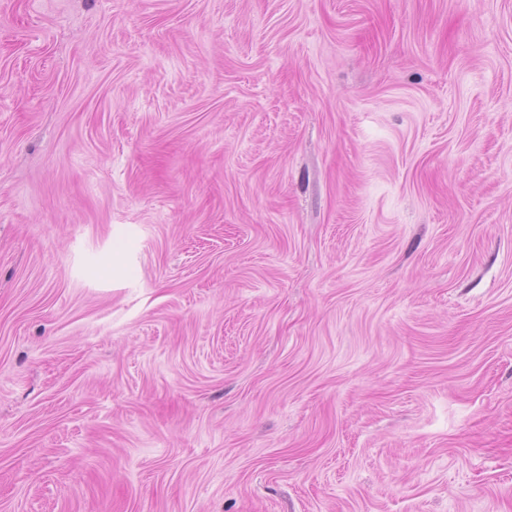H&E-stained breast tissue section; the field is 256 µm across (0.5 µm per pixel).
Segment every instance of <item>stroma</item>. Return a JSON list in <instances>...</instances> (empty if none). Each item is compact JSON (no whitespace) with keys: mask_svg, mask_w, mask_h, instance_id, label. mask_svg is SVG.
<instances>
[{"mask_svg":"<svg viewBox=\"0 0 512 512\" xmlns=\"http://www.w3.org/2000/svg\"><path fill=\"white\" fill-rule=\"evenodd\" d=\"M0 512H512V0H0Z\"/></svg>","mask_w":512,"mask_h":512,"instance_id":"obj_1","label":"stroma"}]
</instances>
